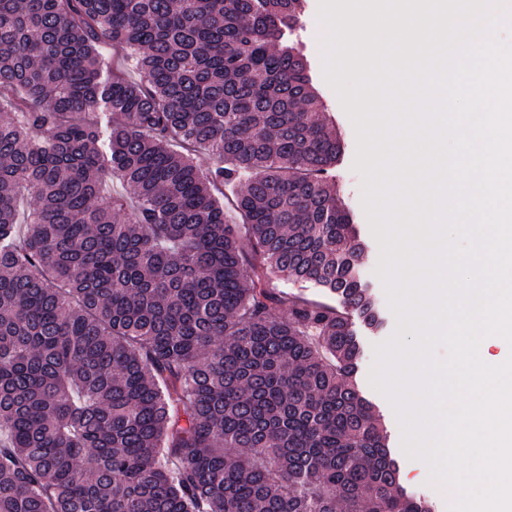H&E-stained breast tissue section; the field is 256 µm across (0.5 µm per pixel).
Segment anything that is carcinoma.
Masks as SVG:
<instances>
[{
    "instance_id": "cac0c4a2",
    "label": "carcinoma",
    "mask_w": 512,
    "mask_h": 512,
    "mask_svg": "<svg viewBox=\"0 0 512 512\" xmlns=\"http://www.w3.org/2000/svg\"><path fill=\"white\" fill-rule=\"evenodd\" d=\"M302 7L0 0V512H434L353 382L384 318Z\"/></svg>"
}]
</instances>
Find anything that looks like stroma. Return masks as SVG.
Returning <instances> with one entry per match:
<instances>
[{"mask_svg": "<svg viewBox=\"0 0 512 512\" xmlns=\"http://www.w3.org/2000/svg\"><path fill=\"white\" fill-rule=\"evenodd\" d=\"M319 7L320 0H305L301 24L294 32V38L310 64L312 84L324 104V114L333 121L341 134L344 149L334 170L336 184L340 198L350 208L357 230L367 245L361 270L365 280L373 285L387 319L386 328L381 334L363 337V354L354 381L362 395L374 405L380 415L382 425L387 432L389 446L399 461L404 487L409 492L430 500L436 512H449L454 502L453 496L445 494L441 485L430 482L428 467L422 460L409 457L403 450L401 428L395 411L388 399L370 382V373L375 362V348L393 336L397 328V318L389 307L383 283L376 273L381 248L364 210L363 177L354 167L358 148L355 126L343 108L336 91L324 77Z\"/></svg>", "mask_w": 512, "mask_h": 512, "instance_id": "35a3bbf8", "label": "stroma"}]
</instances>
